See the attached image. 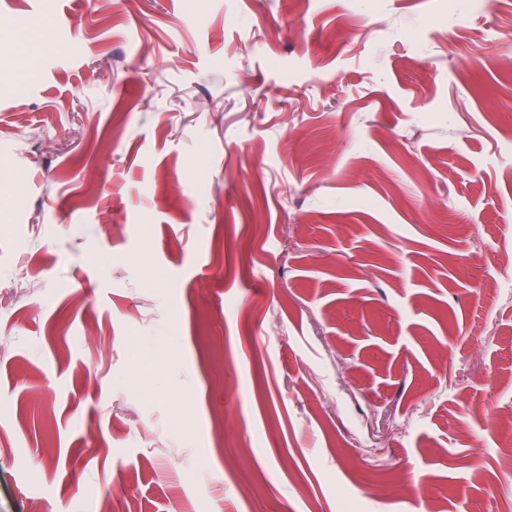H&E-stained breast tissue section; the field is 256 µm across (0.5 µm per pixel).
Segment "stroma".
Here are the masks:
<instances>
[{
	"label": "stroma",
	"mask_w": 512,
	"mask_h": 512,
	"mask_svg": "<svg viewBox=\"0 0 512 512\" xmlns=\"http://www.w3.org/2000/svg\"><path fill=\"white\" fill-rule=\"evenodd\" d=\"M1 71L0 512H512V0H0Z\"/></svg>",
	"instance_id": "35a3bbf8"
}]
</instances>
